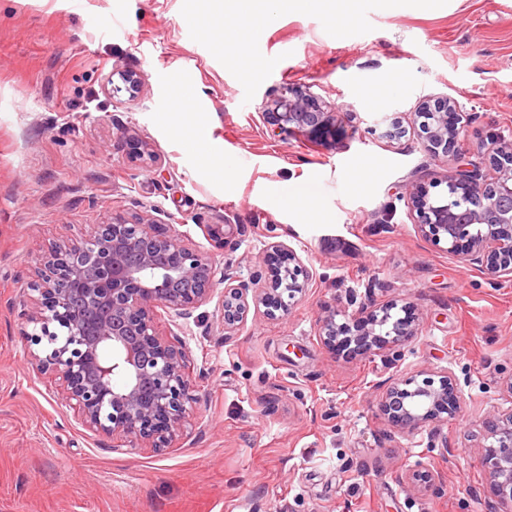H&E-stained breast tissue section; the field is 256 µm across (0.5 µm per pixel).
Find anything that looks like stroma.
<instances>
[{"label": "stroma", "mask_w": 512, "mask_h": 512, "mask_svg": "<svg viewBox=\"0 0 512 512\" xmlns=\"http://www.w3.org/2000/svg\"><path fill=\"white\" fill-rule=\"evenodd\" d=\"M199 0H0V512H512L481 465L482 421L512 407V279L489 287L474 266L416 232L407 181L442 175L410 127L423 98L465 114L462 150L512 139V0H438L389 11L359 0L347 22L281 7L222 49ZM263 62L255 70V62ZM142 76L136 95L113 75ZM310 88L336 131L277 136L258 107L285 84ZM224 147L231 183L205 175L199 149L164 120L176 87ZM401 117L388 141L370 129ZM152 151L133 158L131 141ZM311 186L319 216L275 206L279 187ZM145 213L207 251L210 224H241L230 257L258 270L277 236L313 273L289 315L250 311L225 338L223 286L183 328L159 334L186 350L195 402L161 452L114 448L61 407L28 364L23 302L50 245L113 215ZM410 305L417 338L401 361L326 350L325 306ZM451 372L456 418L407 435L378 410L384 383ZM430 471L444 494L412 482Z\"/></svg>", "instance_id": "35a3bbf8"}]
</instances>
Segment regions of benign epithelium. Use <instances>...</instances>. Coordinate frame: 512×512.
Listing matches in <instances>:
<instances>
[{"instance_id":"obj_1","label":"benign epithelium","mask_w":512,"mask_h":512,"mask_svg":"<svg viewBox=\"0 0 512 512\" xmlns=\"http://www.w3.org/2000/svg\"><path fill=\"white\" fill-rule=\"evenodd\" d=\"M282 134L320 130L333 122L318 96L287 86L262 100ZM417 136L439 165L460 157L463 116L451 97L422 101ZM446 191L438 182L411 181L402 198L418 235L432 247L474 265L489 284L512 277V140L492 139L488 170L463 165L447 172ZM265 270L243 276L233 262L184 243L183 235L158 230L149 219L115 215L96 224L79 241L51 247L36 270L30 310L33 332L27 342L33 372L59 382L62 401L74 406L82 424L130 448L170 447L193 402L185 372V352L156 332L163 310L172 320L187 319L224 285V335L233 336L250 309L265 307L271 318L285 315L309 291L313 274L279 241L264 246ZM397 303L360 305L351 314L330 306L317 324L321 344L356 355L387 353L402 358L401 347L418 335L414 322L397 316ZM343 317L339 322L336 317ZM456 378L445 372L422 380L409 377L386 386L379 402L384 419L403 433L459 408ZM481 460L497 496L512 501V411L492 412L484 421Z\"/></svg>"}]
</instances>
